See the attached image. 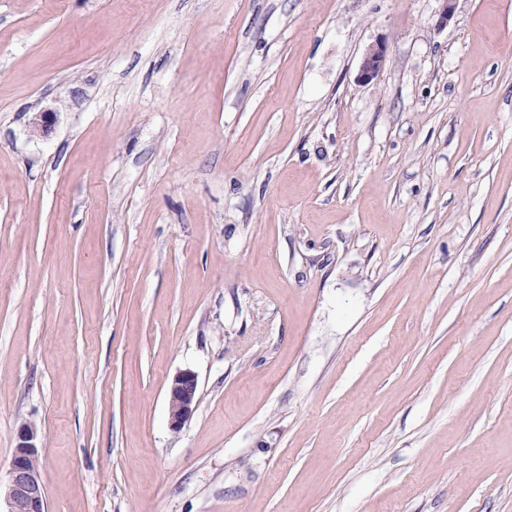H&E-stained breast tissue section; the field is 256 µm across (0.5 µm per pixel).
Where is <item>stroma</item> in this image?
I'll return each mask as SVG.
<instances>
[{"mask_svg":"<svg viewBox=\"0 0 512 512\" xmlns=\"http://www.w3.org/2000/svg\"><path fill=\"white\" fill-rule=\"evenodd\" d=\"M439 9L0 0L1 478L28 422L49 512H512V0ZM386 53L387 46L384 43L376 44L368 48L362 58L359 79L362 81L375 79L383 67ZM198 379L194 372L184 370L174 376L168 391L169 427L179 431L189 421L198 405Z\"/></svg>","mask_w":512,"mask_h":512,"instance_id":"obj_1","label":"stroma"}]
</instances>
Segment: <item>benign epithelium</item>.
Returning <instances> with one entry per match:
<instances>
[{"label": "benign epithelium", "mask_w": 512, "mask_h": 512, "mask_svg": "<svg viewBox=\"0 0 512 512\" xmlns=\"http://www.w3.org/2000/svg\"><path fill=\"white\" fill-rule=\"evenodd\" d=\"M387 46L376 44L363 55L359 79H375L384 64ZM198 379L194 372L184 370L174 376L168 391L169 427L178 431L189 421L198 405ZM39 434L35 425H20L10 462L8 481L0 489V500L5 509L0 512H48L39 460Z\"/></svg>", "instance_id": "7a95c632"}]
</instances>
